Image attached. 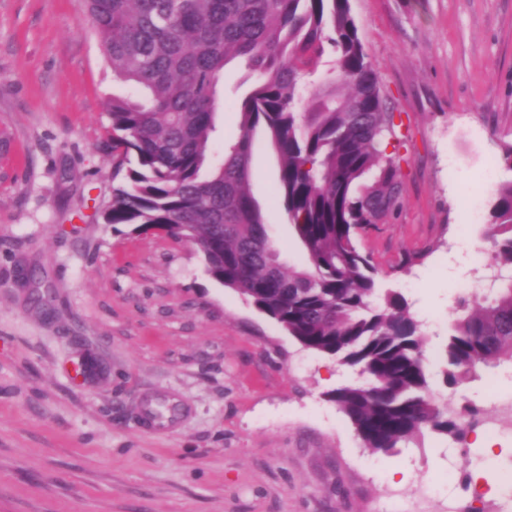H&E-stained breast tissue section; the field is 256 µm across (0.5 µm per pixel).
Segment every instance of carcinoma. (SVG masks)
Here are the masks:
<instances>
[{"instance_id": "obj_1", "label": "carcinoma", "mask_w": 512, "mask_h": 512, "mask_svg": "<svg viewBox=\"0 0 512 512\" xmlns=\"http://www.w3.org/2000/svg\"><path fill=\"white\" fill-rule=\"evenodd\" d=\"M113 81L135 91L108 105L112 156L124 182L105 222L190 242L205 270L276 320L307 349L339 358L360 381L331 400L371 453L392 454L428 430L464 438L480 410L450 413L431 391L424 334L405 298L378 288L358 232L395 216L401 158L351 15L350 0H88ZM336 65L303 95L326 52ZM240 59L256 75L238 108L239 135L203 175L216 132L218 84ZM278 159L276 190L305 252L287 268L251 194L256 133ZM490 294L459 300L442 352L460 387L482 366L512 362V180L497 189Z\"/></svg>"}]
</instances>
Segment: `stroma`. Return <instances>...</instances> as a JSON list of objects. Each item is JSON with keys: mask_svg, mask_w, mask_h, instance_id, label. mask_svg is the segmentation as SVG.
Segmentation results:
<instances>
[{"mask_svg": "<svg viewBox=\"0 0 512 512\" xmlns=\"http://www.w3.org/2000/svg\"><path fill=\"white\" fill-rule=\"evenodd\" d=\"M401 155L398 214L359 234L382 288L425 324L431 388L492 417L512 365L454 390L436 354L497 188L512 180V0H350ZM252 79L224 70L216 148ZM112 81L84 0H0V512H499L512 431L493 451L424 434L367 451L329 394L356 380L213 281L188 243L102 218L120 179ZM257 146L250 189L283 261L302 248ZM101 366L82 377V358ZM409 472L405 483L393 469Z\"/></svg>", "mask_w": 512, "mask_h": 512, "instance_id": "1", "label": "stroma"}]
</instances>
